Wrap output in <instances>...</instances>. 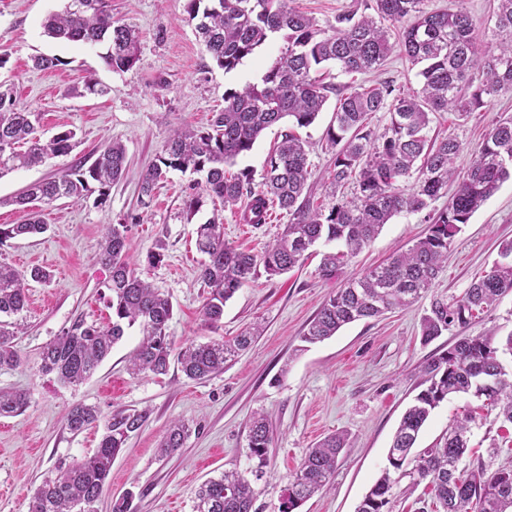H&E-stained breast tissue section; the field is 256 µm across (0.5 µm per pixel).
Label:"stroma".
I'll return each mask as SVG.
<instances>
[{
    "label": "stroma",
    "instance_id": "35a3bbf8",
    "mask_svg": "<svg viewBox=\"0 0 512 512\" xmlns=\"http://www.w3.org/2000/svg\"><path fill=\"white\" fill-rule=\"evenodd\" d=\"M65 5L66 0H0V53L8 57L0 68V83L12 89L18 106L40 113L45 135L72 128L80 140L69 155L0 177V224L25 219L23 212L8 205V198L79 161L93 162L110 141L125 145L127 170L113 183L105 205L90 200L33 202L47 232L0 245V263L20 271L36 265L51 274L50 284H31L28 304L18 317L14 344L21 365L0 372V388L29 395L22 414L0 417V512H28L32 496L50 471L95 452L102 427L74 434L66 426V411L75 403L96 406L105 416L117 408L150 411L147 422L113 461L106 489L95 505L97 512H111L113 498L129 490L135 493L132 512H193L195 493L204 481L226 470L246 468L248 424L257 412L267 415L272 430L273 481L257 484L254 512H278L281 490L309 449L335 432L346 436L347 445L333 486L304 502L298 512H356L388 465L394 432L418 392L421 364L463 336L491 335L504 344L512 335V293L469 325L428 343L421 335L422 317L430 304L426 297L382 318L348 324L323 342H301L306 324L329 293L426 234L429 223L424 214H402L385 224L335 278L326 280L319 274L321 255L327 250L322 243L287 274L271 278L258 273L226 303L220 330L210 329L201 314L206 290L199 278L197 225L221 213L225 240L258 253L282 232L288 216L275 208L267 224L255 227L239 223L230 211H219L207 198L188 221L183 201L191 175L169 173L145 205L138 196L139 179L174 131L207 126L213 113L223 109L226 89L259 82L283 41H270L227 74L210 60L193 27L183 22L184 0H112L114 18L136 27L141 46L137 65L116 73L101 58L104 46L44 35V18ZM38 56L61 58L63 65L53 71L35 69ZM416 73L395 51L378 73L348 75L333 66L327 81L346 93L378 79L416 89ZM89 74L109 86V94L76 95ZM335 105V99H328L315 123L298 130L309 146V184L317 198L326 194V173L335 157L326 141ZM509 116L512 92H505L487 99L464 119L451 111L437 113L430 134L457 138L461 150L456 165L463 170L491 128ZM127 214L141 218L128 235L130 259L138 274L171 300L169 332L176 347L217 334L229 340L260 323L261 336L223 372L193 381L174 364L165 375L131 376L128 357L142 339L135 326L80 386L65 387L39 373L42 347L75 320L109 321L110 273L95 256L103 244L104 225ZM511 240L509 180L455 237L437 292L463 294L491 270L500 259L502 243ZM160 241L166 245L164 260L149 264L148 256ZM469 407L479 411L470 444L477 454H485L486 437L497 432L499 423L495 412L484 410L481 400L470 395L449 397L432 412L418 438L419 447H431L455 415ZM177 420L190 425V435L174 454L160 456V443Z\"/></svg>",
    "mask_w": 512,
    "mask_h": 512
}]
</instances>
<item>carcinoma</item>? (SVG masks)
<instances>
[{
  "label": "carcinoma",
  "mask_w": 512,
  "mask_h": 512,
  "mask_svg": "<svg viewBox=\"0 0 512 512\" xmlns=\"http://www.w3.org/2000/svg\"><path fill=\"white\" fill-rule=\"evenodd\" d=\"M421 0H372L367 8L336 14L320 26L292 6V0H185L186 19L194 24L199 42L215 65L230 73L254 55L275 34L284 41L281 54L264 71L261 81L224 92V109L200 129L173 133L141 175V199H152L158 185L172 171L201 176L190 186L184 201L191 220L202 197L229 209L243 204L242 224L266 223L268 211L278 207L289 223L259 254L242 250L224 239V225L215 216L196 228V247L205 256L200 279L208 288L202 305L203 320L221 327L224 306L255 278L258 268L270 276L289 272L319 242H334L338 251L322 254L324 279L336 277L347 262L368 246L396 215L426 212L428 232L386 262L350 279L326 298L301 340L322 342L343 326L361 319L379 318L412 306L432 291L448 260V249L472 215L512 178V118H505L486 135L469 167L460 171L455 160L460 142L453 136H429L432 116L455 112L465 118L504 90H512V0H498L492 17L493 39L479 38L480 26L462 6L426 12ZM46 36L67 42L107 43L102 59L114 72H124L140 60L139 38L129 24L112 17L110 0H67L65 9L48 15ZM418 68V91L403 90L388 82L358 87L337 94L334 120L327 141L336 148L328 172L330 192L316 204L307 193L310 162L304 143L293 133L268 155L260 188L253 186L252 171L235 174L227 168L249 153L262 133L287 118L298 128L312 125L323 111L330 87L320 70L333 64L346 74L366 73L383 66L394 46ZM387 114L382 133L370 129L373 114ZM78 145L77 133L65 129L49 139L39 131V116L17 107L11 94L0 90V176L21 166L69 155ZM126 170V148L108 143L91 163L80 162L56 176L30 184L9 203L26 209L39 200L74 203L97 194L94 204L107 202L112 183ZM456 184L446 206L431 205ZM353 184L350 199L336 197V189ZM0 200V205L7 203ZM140 216L128 214L104 225L102 265L111 269L108 289L112 319L106 324L80 319L47 343L40 353L39 370L53 374L67 386L89 379L125 329L139 325L143 337L130 358L133 375H164L176 357L184 375L204 380L224 369L260 336V327L242 331L231 341L211 339L190 344L173 353L169 321L173 305L143 280L127 252L129 224ZM47 230L33 211L21 224H0V245L17 237ZM503 261L474 281L459 297L436 294L422 317V339L431 342L453 327L466 325L512 293V241L502 248ZM42 268L20 272L0 264V371L22 362L15 348L16 322L10 318L26 307L28 281L48 282ZM423 389L404 413L388 451L385 469L356 512H385L399 477L410 478V488L425 484L435 512H512V455L498 466L502 446L489 445L488 459L468 457L474 418L456 417L448 434L431 448L411 455L419 433L432 411L452 395L486 397L498 408L500 430L512 425V372L499 358L492 336H464L452 347L426 360L420 367ZM27 393L0 390V416L24 411ZM149 418V410L115 409L106 420L98 448L88 458L44 478L29 512H96L95 503L105 489L112 461L131 433ZM69 430L80 433L99 421V412L81 403L65 416ZM189 428L173 423L161 453L177 451ZM345 438L332 434L310 449L288 484L281 490L279 512H295L304 501L328 489ZM271 431L266 416L258 413L249 424L244 471H224L206 481L196 493L194 512H252L255 489L268 466Z\"/></svg>",
  "instance_id": "carcinoma-1"
}]
</instances>
